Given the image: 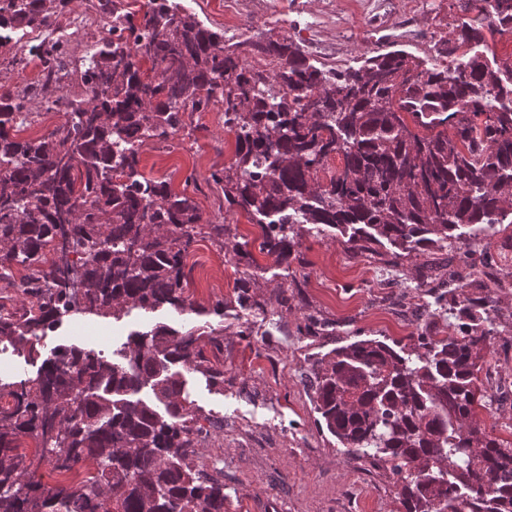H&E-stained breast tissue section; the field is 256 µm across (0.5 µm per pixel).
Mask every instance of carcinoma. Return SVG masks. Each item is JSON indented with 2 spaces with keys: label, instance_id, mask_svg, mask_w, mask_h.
<instances>
[{
  "label": "carcinoma",
  "instance_id": "carcinoma-1",
  "mask_svg": "<svg viewBox=\"0 0 512 512\" xmlns=\"http://www.w3.org/2000/svg\"><path fill=\"white\" fill-rule=\"evenodd\" d=\"M65 3L0 0V49L17 46L18 30L53 27ZM456 4L426 56L368 51L336 69L313 64L286 31L227 37L171 0H95L107 35L81 59L78 95L0 87V279L30 271L20 306L0 307V345L42 359L36 376L0 380V512H224V482L189 452L203 433L189 377L224 390L205 355L221 346L215 331L158 323L110 357L75 344L40 351L76 314L224 316L222 299L190 302L187 258L204 234L239 262L252 261L249 243L202 223L195 176L176 191L141 171L145 142L175 139L187 113L217 104L235 149L210 180L224 217L259 225L260 251L277 264L303 265L304 235L331 228L355 258L436 251L469 268L409 343L360 339L311 358L312 402L346 454L391 472L394 512H512V445L477 414L493 403L479 374L502 275L479 246L512 216V58L484 48L512 35V0ZM37 58L43 85L66 69L58 41ZM36 98L66 120L21 139ZM235 288L242 306L267 312L250 276ZM45 464L64 480H34Z\"/></svg>",
  "mask_w": 512,
  "mask_h": 512
}]
</instances>
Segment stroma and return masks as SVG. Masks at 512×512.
<instances>
[{
	"label": "stroma",
	"instance_id": "1",
	"mask_svg": "<svg viewBox=\"0 0 512 512\" xmlns=\"http://www.w3.org/2000/svg\"><path fill=\"white\" fill-rule=\"evenodd\" d=\"M207 27L239 34L240 13L252 17V33L287 30L316 63L359 65L364 52L402 49L423 55L434 35L445 32L457 13L454 0H178ZM103 34L90 0H69L66 14L45 36L61 40L66 60L78 65L87 45ZM195 139L163 147L146 142L142 167L152 177L182 189L195 175L196 202L204 219L216 220L223 196L207 178L223 168L235 148L219 108L191 117ZM257 225L244 216L229 224L230 239L248 242L254 263L246 273L267 303L259 315L239 306L234 283L244 271L209 239L196 242L187 260L188 294L206 307L223 300V316L179 315L135 310L121 320L73 315L41 341L42 353L76 344L111 354L134 330L165 322L214 329L224 335L221 350H207L224 371V390H208L191 379L201 416L212 425L193 457L206 469L224 471L225 512H392L395 487L388 472L346 455L328 432L319 430L305 369L309 358L354 341L357 335L400 339L415 333L419 309L433 302L416 289L422 275L447 278L460 259L429 253L398 266L353 258L339 237L305 236L306 268L284 269L259 253ZM287 298H280L281 285ZM500 300L494 351L486 358L485 385L502 403L480 413L487 431L512 442V287Z\"/></svg>",
	"mask_w": 512,
	"mask_h": 512
}]
</instances>
